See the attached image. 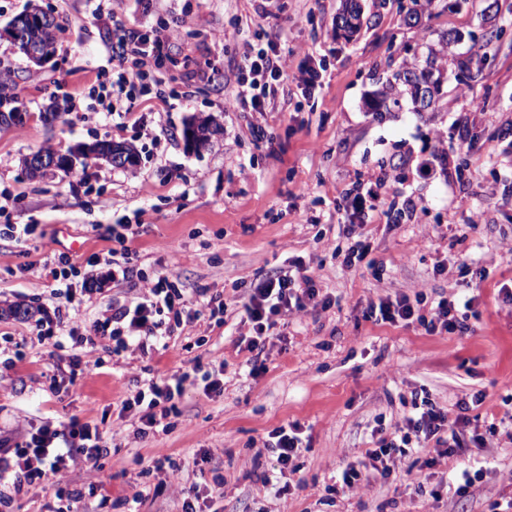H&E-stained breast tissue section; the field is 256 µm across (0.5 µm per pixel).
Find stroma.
Instances as JSON below:
<instances>
[{
    "label": "stroma",
    "instance_id": "obj_1",
    "mask_svg": "<svg viewBox=\"0 0 512 512\" xmlns=\"http://www.w3.org/2000/svg\"><path fill=\"white\" fill-rule=\"evenodd\" d=\"M359 2L364 23L346 38L336 33L342 0H121L129 30L149 34L182 20V35L160 70L167 87L180 88L190 75L198 87L170 111L154 99L121 117L89 105L91 93L112 81L113 27L98 17L97 0H0V28L33 7L61 26L58 54L42 67L0 40V82L29 115L24 125L0 129V193L10 196L0 225L37 227L22 244L0 235V432L19 441L32 424L76 416L97 425L111 448L96 468L69 467L0 512H45L58 492L91 482L97 490L82 501V512H101L104 496L111 512H127L137 494L139 512H180L177 489L157 485L159 448L179 466L182 486L223 474L213 512H491L496 499L512 493L502 479L512 471V440L504 435L496 447H471L430 469L396 458L384 485L327 491L369 448L372 428L395 423L414 392L428 391L453 417L461 399L481 390L484 403L471 409L480 425L512 417V404L503 402L512 394V304L498 294L512 282V0H434L412 25L401 14L411 0ZM274 33L291 78L273 110H226L242 41ZM429 56L442 58L449 73L434 109L417 112L405 100L373 112L386 76ZM308 57L325 67L322 89L311 99L302 98L292 78ZM201 117L214 133L206 148L192 151L183 131ZM252 122L274 130V150L255 146ZM104 137L131 145L136 166L100 160L34 179L22 165L35 151L64 153ZM427 160L433 171L425 176L419 165ZM383 172L389 179L377 187L381 202L409 196L417 212L397 226H365L370 259L387 267L378 280L366 267H341L332 246L342 189ZM478 213L482 224L470 228ZM116 224L140 227L122 252L112 239ZM61 253L91 276L111 275L116 262L132 270L84 301L82 344L64 330L40 340L36 320L8 311L19 303L48 310L64 304L65 281L46 269ZM464 256L490 272L470 332L429 335L365 318L369 300L380 296L421 291L433 300L462 292L433 266ZM296 257L339 304L294 316L285 339L267 344L265 372L251 377L235 344L241 285ZM163 275L191 299L203 290L223 292L225 324L205 311L148 357L114 355L112 340L95 336V320L111 303L134 301L141 278ZM75 354L85 362L82 372L50 389L49 376ZM197 362L224 364L223 397L187 385L171 430L135 438L119 416L133 379L164 378ZM293 421L308 430L310 448L298 460L299 473L284 474L294 489L280 498L261 481L273 466L264 443ZM204 449L210 461L195 465ZM483 458L489 465L481 481L455 494L450 474ZM300 479L305 488H297ZM433 487L439 496H430Z\"/></svg>",
    "mask_w": 512,
    "mask_h": 512
}]
</instances>
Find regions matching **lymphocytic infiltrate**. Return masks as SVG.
<instances>
[{"label":"lymphocytic infiltrate","instance_id":"obj_1","mask_svg":"<svg viewBox=\"0 0 512 512\" xmlns=\"http://www.w3.org/2000/svg\"><path fill=\"white\" fill-rule=\"evenodd\" d=\"M179 32V25L173 24L150 35L134 31L118 35L112 45L114 78L97 95L104 111H131L141 97L150 94L161 102H169L171 95L164 88V78L151 75L150 68L167 57ZM287 78L288 64L277 41H268L259 48L244 43L242 65L236 77L238 90L228 104L229 110L265 111ZM342 197L351 208L354 221L345 225L342 240L334 246L332 255L343 267L364 263L374 277H382L385 267L369 260L371 246L362 228L381 218L386 223L399 224L404 214L415 212L416 205L408 199L400 209L380 208L373 181L362 178L345 188ZM333 304L332 296L318 287L300 259L293 260L290 269L278 270L248 288L241 318L248 330L239 335L237 346L248 354L250 376H258L265 370V345L273 339L278 327L288 325L295 314L310 309L326 311ZM478 304V295L468 293L442 296L431 302L420 292L412 296L387 295L370 301L365 316L381 324H415L430 335L440 332L463 335L470 330L469 318L478 315ZM197 318L184 290L169 277L161 276L145 282L135 305L112 306L98 325L111 329L114 353L144 355L170 335L173 326L188 325ZM194 378L201 380L207 397L223 396V367L205 370L197 364L166 379L150 377L137 381L120 412L135 418L138 437L168 432L171 428L168 418L177 413L185 384ZM484 399V392L471 394L470 398L458 402V413L452 417L430 396L414 397L410 411L393 428H378L373 447L365 449L357 463L342 470L338 481L331 485V492H346L363 480L388 483L392 475L391 461L423 453L430 447L436 454L425 459L424 464L429 468L435 465L437 457L461 455L469 445L491 447L499 433L496 424H489L481 434L469 431L472 420L468 411ZM301 434L302 427L297 422L269 432L265 446L271 449L278 472L298 471V459L305 448ZM107 453L98 427L79 418H70L57 426H33L20 442L0 436V483L18 493L43 484L51 475L70 466L97 463Z\"/></svg>","mask_w":512,"mask_h":512}]
</instances>
